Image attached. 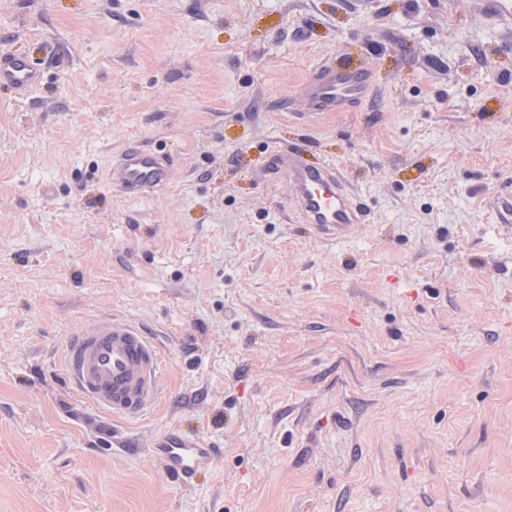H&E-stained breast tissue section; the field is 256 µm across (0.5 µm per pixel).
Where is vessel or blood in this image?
<instances>
[{"label": "vessel or blood", "instance_id": "1", "mask_svg": "<svg viewBox=\"0 0 512 512\" xmlns=\"http://www.w3.org/2000/svg\"><path fill=\"white\" fill-rule=\"evenodd\" d=\"M452 14L486 12L492 22L512 33V0H449ZM44 70L27 53L0 51V87L21 95L39 87ZM372 88L368 64L324 60L296 91L308 117L321 118L369 100ZM178 160L173 151L148 149L131 142L112 160L108 180L132 198H146L168 189ZM269 175L287 179L293 187L288 220L307 225L324 241L347 239L365 221V210L347 174L335 163L313 162L305 152L274 148L268 153ZM497 223L512 224V183H502L481 199ZM66 379L84 403L112 417L137 419L157 402L162 390L163 356L138 326L125 319L99 316L70 339L64 357ZM149 448L171 477L188 483L211 469L217 450L201 438L177 431L152 439Z\"/></svg>", "mask_w": 512, "mask_h": 512}]
</instances>
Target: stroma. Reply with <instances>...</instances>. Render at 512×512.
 Listing matches in <instances>:
<instances>
[{"label": "stroma", "mask_w": 512, "mask_h": 512, "mask_svg": "<svg viewBox=\"0 0 512 512\" xmlns=\"http://www.w3.org/2000/svg\"><path fill=\"white\" fill-rule=\"evenodd\" d=\"M44 87L0 93V512H512V34L448 0H0V50ZM373 65L321 120L295 89ZM131 141L179 154L132 200ZM345 170V243L287 220L274 145ZM97 315L141 327L164 393L136 420L68 388ZM219 454L191 485L147 443ZM371 68L367 63L352 64L323 60L309 73L296 91L310 118L347 112L370 99ZM176 154L167 149H148L130 142L112 159L108 180L132 198H146L168 189L176 175ZM484 210L494 215L498 224H512V183L504 182L481 198Z\"/></svg>", "instance_id": "stroma-1"}]
</instances>
